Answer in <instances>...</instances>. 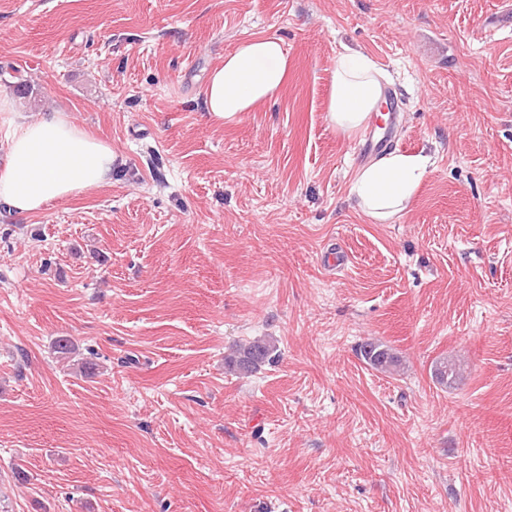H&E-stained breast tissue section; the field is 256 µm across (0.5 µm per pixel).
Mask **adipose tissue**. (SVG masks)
I'll use <instances>...</instances> for the list:
<instances>
[{
  "instance_id": "obj_1",
  "label": "adipose tissue",
  "mask_w": 512,
  "mask_h": 512,
  "mask_svg": "<svg viewBox=\"0 0 512 512\" xmlns=\"http://www.w3.org/2000/svg\"><path fill=\"white\" fill-rule=\"evenodd\" d=\"M288 74V53L280 39L240 43L209 75L203 106L213 118L236 120L272 99ZM387 76L366 56H339L332 72L328 106L331 125L343 131L364 127L379 111ZM429 156L390 152L362 166L349 189L358 209L385 224L411 202L427 173ZM118 168L110 143L89 135L62 112L31 120L0 96V204L19 215L42 211L107 185Z\"/></svg>"
}]
</instances>
